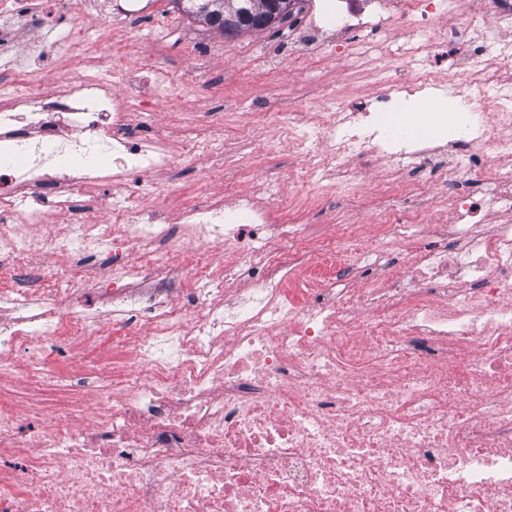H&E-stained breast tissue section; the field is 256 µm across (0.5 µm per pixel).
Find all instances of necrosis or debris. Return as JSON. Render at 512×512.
Wrapping results in <instances>:
<instances>
[{
  "instance_id": "obj_1",
  "label": "necrosis or debris",
  "mask_w": 512,
  "mask_h": 512,
  "mask_svg": "<svg viewBox=\"0 0 512 512\" xmlns=\"http://www.w3.org/2000/svg\"><path fill=\"white\" fill-rule=\"evenodd\" d=\"M369 2L312 9L307 60L331 32L387 25L383 0ZM402 7L400 56L349 49L384 57V104L436 84L403 60L468 44L466 29L432 25L428 0ZM41 78L21 59L0 71V512H512V54L492 34L450 80L470 107L452 131L465 150L436 189L373 183L368 229L333 238L205 184L179 223H158L139 188L173 155L133 124L156 86L98 72L49 98L30 88ZM263 108L264 130L298 149V179L350 205L356 159L427 164L440 149L394 147L372 112L336 102ZM327 135L334 148L313 149ZM478 172L480 196L455 192ZM132 178L110 223L74 217V198ZM484 211L507 220L480 223ZM226 243L217 277L208 260ZM54 254L74 261L49 275L32 263ZM107 334L111 355L82 377L47 367Z\"/></svg>"
}]
</instances>
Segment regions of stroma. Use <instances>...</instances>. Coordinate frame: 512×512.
<instances>
[{
    "label": "stroma",
    "mask_w": 512,
    "mask_h": 512,
    "mask_svg": "<svg viewBox=\"0 0 512 512\" xmlns=\"http://www.w3.org/2000/svg\"><path fill=\"white\" fill-rule=\"evenodd\" d=\"M133 8L137 18L130 22L118 13L107 18L85 8L67 7L66 0H52L45 17L23 36L0 40V65L6 56L25 54L32 40L58 43L72 26L83 22L97 32L91 52L31 57L33 66L54 73L46 96L61 95L78 73L114 68L161 74L169 88L150 105L151 126L175 137L191 123L196 138L216 137L224 143L223 151L205 152L151 175L145 202L165 209L170 223H177L180 207L194 203L199 183L220 179L228 156L239 159L243 169L239 189L270 180L275 203L281 207L306 194V187L294 181L297 159L292 144L268 135L240 136L225 124V113L247 116L258 111V99L266 95L290 99L294 108L316 112L329 84L346 112L368 109L378 94L373 80H350L349 71L360 62L347 55L339 42L328 43L315 62L304 61L296 34L305 11L270 29L227 38L189 20L175 0H135ZM431 10L440 22L458 23L477 36L495 28L503 43L512 46V25H499L486 0H433Z\"/></svg>",
    "instance_id": "1"
}]
</instances>
